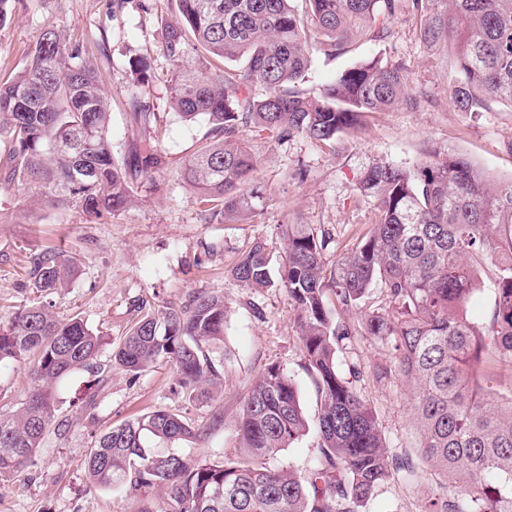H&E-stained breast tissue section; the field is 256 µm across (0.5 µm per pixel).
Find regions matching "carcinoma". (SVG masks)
I'll return each mask as SVG.
<instances>
[{"instance_id": "obj_1", "label": "carcinoma", "mask_w": 512, "mask_h": 512, "mask_svg": "<svg viewBox=\"0 0 512 512\" xmlns=\"http://www.w3.org/2000/svg\"><path fill=\"white\" fill-rule=\"evenodd\" d=\"M300 15L291 0H178L181 21L163 32L165 54L178 64L171 101L187 120L203 117L206 138L183 171L201 203L226 220L254 211L247 186L257 159L240 142L246 127L332 141L356 128L368 112L398 104L411 108L405 68L364 61L341 72L318 98L301 94L311 66V31L320 46L390 35L406 5L433 48H456L448 98L457 112L512 107V0H306ZM194 42L223 61L244 60L237 71H199L184 64ZM25 69L0 81V188L46 182L59 201L86 211L116 210L132 202L135 184L162 163L155 139L135 137L118 157L109 135L110 112L97 67L82 46L45 28ZM253 83L264 86L255 97ZM140 128L156 120L148 102L132 95ZM375 199L376 219L355 249L331 266L327 239L308 224L283 225L280 283L298 312L305 369L320 401L315 423L319 457L307 477L267 465V459L309 430L298 389L281 366L266 367L251 383L237 425L245 456L194 462L155 454L150 439H203L224 421L215 411L194 427L158 408L109 426L91 449L90 485L109 489L158 486L173 512H361L391 477H419L412 456L386 446L370 404L353 385L359 370L341 360L359 336L392 351L380 379L398 375L412 388L411 411L420 456L443 476L442 492L423 512H512V401L502 404L480 366L512 364V181L495 184L484 170L450 149L429 152L416 168L376 163L360 177ZM32 286L55 295L73 271L69 258L34 259ZM493 272L494 302L487 322L466 306L480 289V270ZM249 289L273 285L266 244L254 243L231 271ZM380 287L384 305L364 313L365 297ZM224 297L197 294L180 308L140 315L113 348L112 363L138 373L162 360L179 386L211 398L220 373L210 349L224 341ZM105 336L74 315L56 320L42 302H28L0 320V364L34 357L32 388L16 409L0 413V481L34 464L52 425L56 385L73 371L101 370Z\"/></svg>"}]
</instances>
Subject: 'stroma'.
<instances>
[{"mask_svg":"<svg viewBox=\"0 0 512 512\" xmlns=\"http://www.w3.org/2000/svg\"><path fill=\"white\" fill-rule=\"evenodd\" d=\"M178 17L176 0H126L118 11L112 0H16L0 26V81L22 70L39 34L54 27L97 60L112 112L114 153L123 155L136 131L129 106L136 89L156 114L151 134L163 156L152 181L139 184L134 203L112 213L51 205L50 190L39 186L0 189V317L35 300L29 287L34 258L61 255L74 261L75 273L54 297V314L61 320L80 315L110 340L99 355L101 372L80 371L59 384L54 422L34 465L0 483V512H138L146 499L158 512H169L167 497L157 488H90L84 461L105 427L159 407L195 424L208 422L218 410L224 422L205 439L158 441L154 449L207 461L239 459L243 450L236 424L243 397L252 379L271 364L281 365L294 380L307 416L319 409L287 291L278 286L251 291L230 273L246 249L265 242L271 268L279 270L281 225L307 224L329 233L324 257L336 261L376 218L375 202L360 193L358 182L378 161L410 169L426 151L452 149L498 181L512 180V108L497 105L476 115L449 108L448 58L421 41L404 11L386 39L359 43L338 55L313 50L308 79L299 89L320 95L338 73L375 57L405 65L412 91L425 98L421 107L368 114L358 130L333 142L303 136L282 140L243 129L241 139L258 161L251 186L256 209L248 221H225L207 211L180 178L183 162L198 149L208 125L201 117L183 120L171 104L176 67L162 49L163 25ZM135 61L146 64L144 78L132 73ZM200 292L223 295L228 306L224 341L212 351L222 365L223 389L216 398L189 399L174 367L165 362L137 374L113 366L112 345L130 328L138 306L180 307ZM349 358L361 370L355 385L376 412L389 448H416L420 437L410 421L408 386L397 376L376 377L378 366L391 360L389 347L362 339ZM30 367L27 360L0 365V411L26 399ZM317 458L318 439L311 431L270 463L305 475ZM438 492L427 474L413 483L391 479L362 512H421Z\"/></svg>","mask_w":512,"mask_h":512,"instance_id":"obj_1","label":"stroma"}]
</instances>
